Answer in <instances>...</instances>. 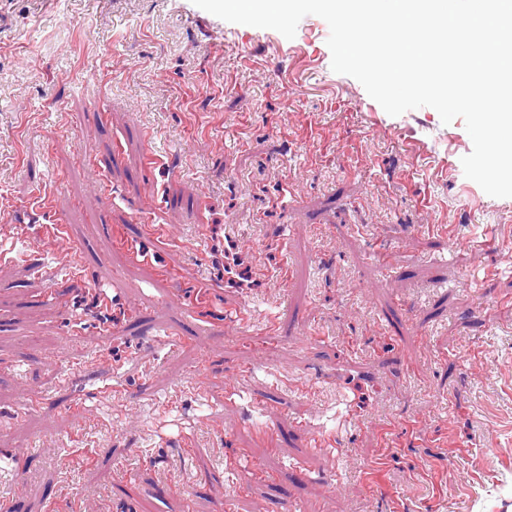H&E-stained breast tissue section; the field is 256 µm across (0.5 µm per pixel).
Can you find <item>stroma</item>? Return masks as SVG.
<instances>
[{"mask_svg": "<svg viewBox=\"0 0 512 512\" xmlns=\"http://www.w3.org/2000/svg\"><path fill=\"white\" fill-rule=\"evenodd\" d=\"M328 37L0 0V506L512 512V198Z\"/></svg>", "mask_w": 512, "mask_h": 512, "instance_id": "obj_1", "label": "stroma"}]
</instances>
